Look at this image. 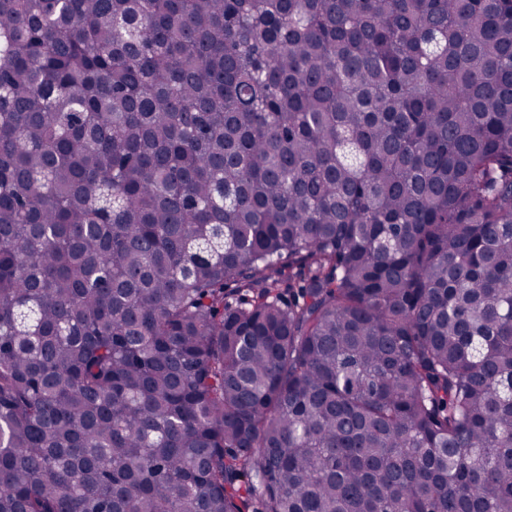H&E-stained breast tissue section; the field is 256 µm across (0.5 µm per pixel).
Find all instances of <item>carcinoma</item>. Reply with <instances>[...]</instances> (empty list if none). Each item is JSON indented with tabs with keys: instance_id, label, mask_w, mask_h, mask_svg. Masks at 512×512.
Segmentation results:
<instances>
[{
	"instance_id": "obj_1",
	"label": "carcinoma",
	"mask_w": 512,
	"mask_h": 512,
	"mask_svg": "<svg viewBox=\"0 0 512 512\" xmlns=\"http://www.w3.org/2000/svg\"><path fill=\"white\" fill-rule=\"evenodd\" d=\"M0 512H512V0H0Z\"/></svg>"
}]
</instances>
